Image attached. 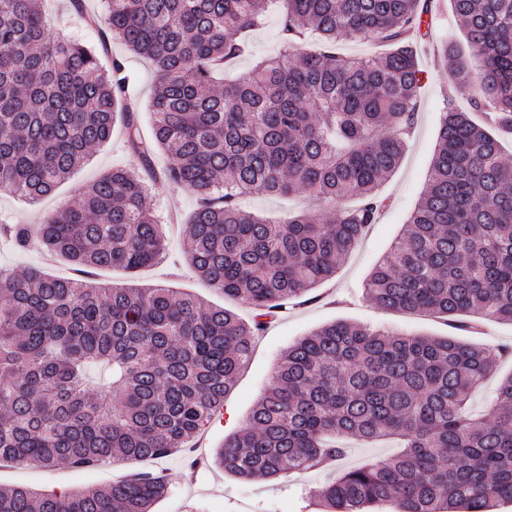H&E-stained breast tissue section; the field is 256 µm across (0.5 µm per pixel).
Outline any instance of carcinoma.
I'll return each mask as SVG.
<instances>
[{
    "label": "carcinoma",
    "mask_w": 512,
    "mask_h": 512,
    "mask_svg": "<svg viewBox=\"0 0 512 512\" xmlns=\"http://www.w3.org/2000/svg\"><path fill=\"white\" fill-rule=\"evenodd\" d=\"M270 0H105L87 17L150 61L151 136L125 89L124 63L106 65L53 33L40 0H0V194L36 202L53 192L121 124L144 173L114 168L33 235L80 279L0 268V462L88 470L185 450L224 406L270 320L336 275L386 207L382 182L416 124L420 19L427 0H280V55L234 82L224 67L249 51ZM474 73L456 44L427 187L408 228L370 274L378 306L512 324V0H451ZM319 47L307 51L310 35ZM343 38L377 49L351 58ZM471 98L485 123L454 105ZM167 153L159 172L155 149ZM194 195L185 259L210 287L247 304L252 320L155 285L114 286L97 270L135 272L163 256L166 235L150 183ZM309 194L333 205L276 222L242 197ZM512 346L399 335L339 320L290 346L244 428L216 464L242 480L326 470L343 437L392 438L401 448L319 491L321 512H494L512 502V375L483 417L466 406ZM112 370L89 393L86 370ZM165 479H127L60 495L0 488V512H153Z\"/></svg>",
    "instance_id": "cac0c4a2"
}]
</instances>
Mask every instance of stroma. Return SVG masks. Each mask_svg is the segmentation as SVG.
I'll list each match as a JSON object with an SVG mask.
<instances>
[{
  "instance_id": "1",
  "label": "stroma",
  "mask_w": 512,
  "mask_h": 512,
  "mask_svg": "<svg viewBox=\"0 0 512 512\" xmlns=\"http://www.w3.org/2000/svg\"><path fill=\"white\" fill-rule=\"evenodd\" d=\"M48 23L54 31L79 39L94 47L104 62L123 60L133 76L131 94L141 105H148L153 92L151 68L147 61L129 53L123 45L105 38L103 32L91 31L70 12L69 0H42ZM432 37L429 45L418 51L422 72L419 90L418 120L407 140L400 165L381 191L391 201L378 224L351 252L336 276L320 285L314 300L289 307L258 336L252 358L242 372L234 390L227 396L220 419L204 428L191 445L194 456L204 458L205 468L188 474L184 453L160 460H145L144 469L166 476L170 490L155 506V512H318L315 491L326 482V474L317 471L297 473L270 482H243L224 473L215 461V454L229 433L244 427L248 414L273 380L274 371L283 352L300 338L318 327L337 319L362 323L390 332L450 336L465 342L512 345V325L489 323L479 332L468 333L443 320L428 316L392 312L374 304L364 290L365 281L374 266L402 235L430 174L434 148L445 98L448 92V69L438 49L446 42L464 43L465 37L451 9L450 0H431ZM280 5L271 0L265 25L251 36L252 53L228 65L226 76L234 78L251 68L256 57L280 52ZM140 162L128 150L122 128H114L105 146L93 151L52 195L28 205L17 199L0 196V217L15 224H36L48 213L66 207L76 200L82 187L115 167L139 168ZM152 204L169 237L166 256L157 265L136 274L106 269L98 271V279L140 285L164 284L179 291L197 295L205 303L222 306L249 318L244 305L225 299L220 291L207 286L184 265L185 226L195 206L187 191L164 183L153 184ZM247 210L272 218L304 210L323 217L329 214L327 204H315L303 196L275 198L252 194L244 197ZM0 267L22 271L38 268L45 273L72 277L70 265L63 259L46 255L38 243L18 248L12 240L0 238ZM132 465L107 462L89 472L70 469H45L5 462L0 464V487L25 486L41 492L58 489L77 491L123 480Z\"/></svg>"
}]
</instances>
